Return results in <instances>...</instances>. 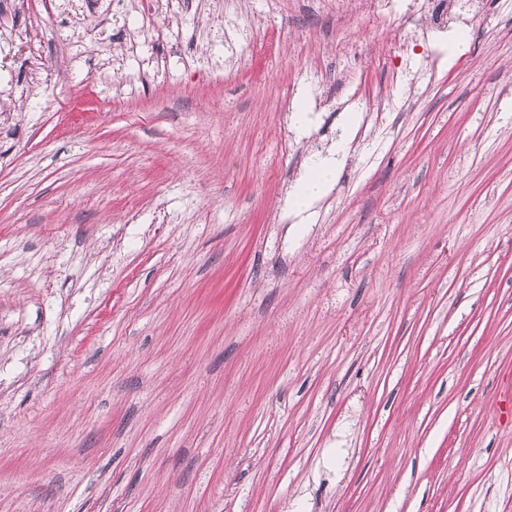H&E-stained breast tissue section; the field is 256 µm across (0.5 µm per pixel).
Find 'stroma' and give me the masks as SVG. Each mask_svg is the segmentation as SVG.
Masks as SVG:
<instances>
[{
	"label": "stroma",
	"mask_w": 512,
	"mask_h": 512,
	"mask_svg": "<svg viewBox=\"0 0 512 512\" xmlns=\"http://www.w3.org/2000/svg\"><path fill=\"white\" fill-rule=\"evenodd\" d=\"M510 391L512 0H0V512H512ZM340 162L339 151L328 157L313 158L289 195V205L298 213L305 212L310 203L320 197L333 178Z\"/></svg>",
	"instance_id": "stroma-1"
}]
</instances>
